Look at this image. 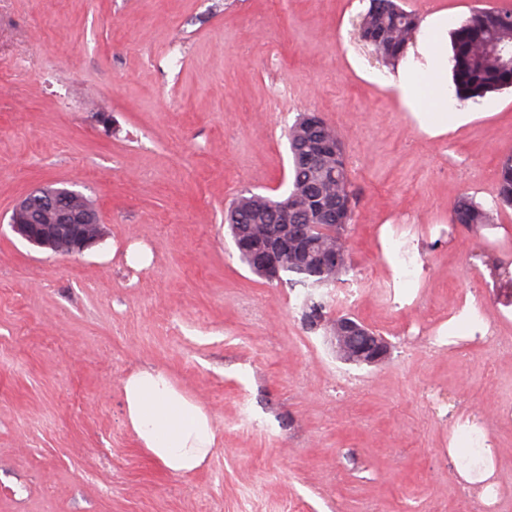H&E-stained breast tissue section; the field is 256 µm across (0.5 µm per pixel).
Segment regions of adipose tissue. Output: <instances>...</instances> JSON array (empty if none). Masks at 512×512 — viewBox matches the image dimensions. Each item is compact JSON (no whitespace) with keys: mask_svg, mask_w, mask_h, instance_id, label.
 <instances>
[{"mask_svg":"<svg viewBox=\"0 0 512 512\" xmlns=\"http://www.w3.org/2000/svg\"><path fill=\"white\" fill-rule=\"evenodd\" d=\"M448 17L422 20L405 57L387 77L418 128L432 137L454 132L465 115L448 107ZM130 428L138 444L166 469L189 473L209 457L215 433L204 408L159 369L133 370L122 382Z\"/></svg>","mask_w":512,"mask_h":512,"instance_id":"adipose-tissue-1","label":"adipose tissue"}]
</instances>
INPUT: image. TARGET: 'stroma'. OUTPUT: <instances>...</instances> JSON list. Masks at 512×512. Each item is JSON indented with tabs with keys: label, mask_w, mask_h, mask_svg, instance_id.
Segmentation results:
<instances>
[{
	"label": "stroma",
	"mask_w": 512,
	"mask_h": 512,
	"mask_svg": "<svg viewBox=\"0 0 512 512\" xmlns=\"http://www.w3.org/2000/svg\"><path fill=\"white\" fill-rule=\"evenodd\" d=\"M457 27L512 0H401ZM368 0H0V512H476L450 441L479 417L512 512V209L473 232L512 154V89L445 138L420 132L355 23ZM68 97L69 109L59 100ZM318 113L356 200L358 282L320 327L301 287L243 264L224 224L240 191L277 197L286 131ZM81 192L100 241L73 256L26 243L31 190ZM413 267L394 279L385 242ZM474 296L475 324L449 343ZM348 314L384 336L378 365L341 360ZM151 366L209 414L206 462L174 473L128 426L123 379ZM452 222L480 229L491 224L490 211L482 208L472 197L461 198L454 206Z\"/></svg>",
	"instance_id": "35a3bbf8"
}]
</instances>
